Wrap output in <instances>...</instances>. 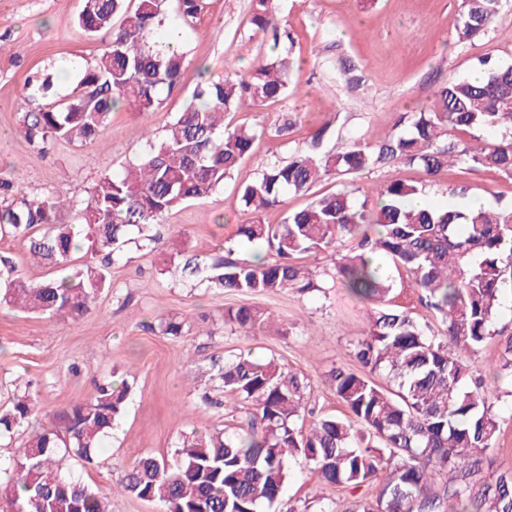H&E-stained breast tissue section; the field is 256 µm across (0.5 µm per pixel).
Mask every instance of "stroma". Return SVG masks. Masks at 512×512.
<instances>
[{"label":"stroma","instance_id":"obj_1","mask_svg":"<svg viewBox=\"0 0 512 512\" xmlns=\"http://www.w3.org/2000/svg\"><path fill=\"white\" fill-rule=\"evenodd\" d=\"M462 0H277L289 41L249 23L251 0H206L200 23L185 30L187 55L178 90L153 112L128 104L114 108L106 132L87 144L58 143L39 153L20 133L25 113L41 100L23 98L21 89L35 72L52 77L58 95L73 94L65 83L74 62L94 63L101 37L78 27L82 0H0V173L33 195L57 193L87 198L107 175L122 172L144 153L146 133L162 137L201 77L223 78L231 67L246 68L290 51L294 65L287 97L226 113L229 126L259 129L249 156L231 179L209 198L186 203L159 219L161 240L182 238L184 248L146 253L127 245L124 260L112 269V287L100 294L79 319L24 315L0 306V407L26 393L39 403L31 427L0 442V460L24 447L31 428L49 426V410L89 399L99 383L127 379L132 386L124 417L106 438L93 463L72 462L84 483L101 491L110 512H162L158 503L118 491L117 483L140 457L174 458L192 430H222L247 424L249 410L207 409L203 397L215 395L217 367L241 354L275 358L305 378L308 406L315 414H341L327 382L339 365L354 366L351 351L368 330L370 307L338 285L302 294L288 289L243 299L214 294L183 282L185 258L210 256L244 223L237 189L266 163L288 161L322 131L320 151L345 149L358 138L378 147L399 132L402 114L432 107L434 92L448 77L475 74L478 58L491 56L512 65V0H501V19L481 36L459 40ZM289 125L287 135L275 130ZM407 181L422 185L427 203L463 205L478 200L489 208L512 205V179L493 171L460 173L445 168L434 175L415 165L391 163L351 178V188ZM463 184L466 197L449 187ZM249 301L272 313L273 328L245 334L225 324L227 306ZM184 324L183 336L159 333L160 319ZM500 433L496 466L512 469V386L494 392ZM283 503L267 512H318L322 498L344 512L346 494L324 487L303 457L290 462Z\"/></svg>","mask_w":512,"mask_h":512}]
</instances>
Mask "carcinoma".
<instances>
[{
	"label": "carcinoma",
	"instance_id": "obj_1",
	"mask_svg": "<svg viewBox=\"0 0 512 512\" xmlns=\"http://www.w3.org/2000/svg\"><path fill=\"white\" fill-rule=\"evenodd\" d=\"M188 28L204 15L205 0H178ZM168 0H84L78 25L109 39L78 81L79 92L53 97L49 77L25 81L31 96L50 99L25 114L21 132L45 152L57 141L87 143L104 134L117 105L139 112L163 104L162 91L178 88L186 53L155 40L167 21ZM499 0H463L457 35L471 40L494 23ZM250 24L277 32L274 0H252ZM483 79L450 78L435 92L434 108L409 116L405 131L375 150L352 138L335 153L297 151L286 163L267 165L239 187L249 218L236 236L273 255L254 260L224 255L186 259L184 277L213 293L264 295L294 288L327 287L326 278L373 305L366 337L352 352L364 368L339 366L328 383L347 415L317 416L296 425L305 410L307 383L274 360L238 357L218 367L224 395L253 408L247 426L233 432L186 436L171 462L136 461L122 489L157 502L163 512H261L278 503L290 478L288 462L302 455L326 486L344 488V512H512V471L492 468L500 432L489 387L462 359L493 336H506L501 379L512 380V332L496 330L502 299L512 290V205L490 210L455 206L416 209L409 200L423 187L392 182L363 201L347 189L321 196L290 212L281 224L263 213L288 194H306L323 179L348 176L391 162L436 174L455 163L461 173L490 169L512 178V65L480 61ZM288 55L249 70L204 78L164 136L123 173L105 177L88 198L65 202L30 195L0 174V239L28 242L31 257L59 275L29 283L0 259V304L48 317L79 318L112 287L110 269L124 246L152 253L162 244L151 226L184 203L209 197L249 155L256 133L224 127V113L260 106L288 94ZM496 125L501 140L479 142L476 133ZM466 131L476 143L464 148L449 138ZM74 221H63L64 214ZM338 246L334 268L307 270L295 256ZM410 279L416 302L401 303L392 270ZM440 320L435 335L413 316L415 304ZM269 315L249 304L224 308V323L245 333ZM131 386L99 385L83 401L52 412L50 427L30 434L7 466H0V512H109L104 497L66 473L65 462L92 463L113 425L125 413ZM36 404L16 396L0 412V436L30 423ZM380 481L376 495L365 489Z\"/></svg>",
	"mask_w": 512,
	"mask_h": 512
}]
</instances>
